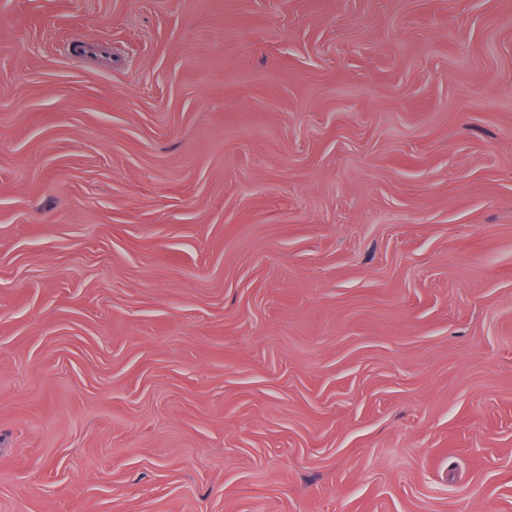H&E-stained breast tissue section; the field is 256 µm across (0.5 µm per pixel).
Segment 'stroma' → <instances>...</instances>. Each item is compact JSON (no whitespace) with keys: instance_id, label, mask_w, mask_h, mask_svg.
<instances>
[{"instance_id":"stroma-1","label":"stroma","mask_w":512,"mask_h":512,"mask_svg":"<svg viewBox=\"0 0 512 512\" xmlns=\"http://www.w3.org/2000/svg\"><path fill=\"white\" fill-rule=\"evenodd\" d=\"M0 512H512V0H0Z\"/></svg>"}]
</instances>
